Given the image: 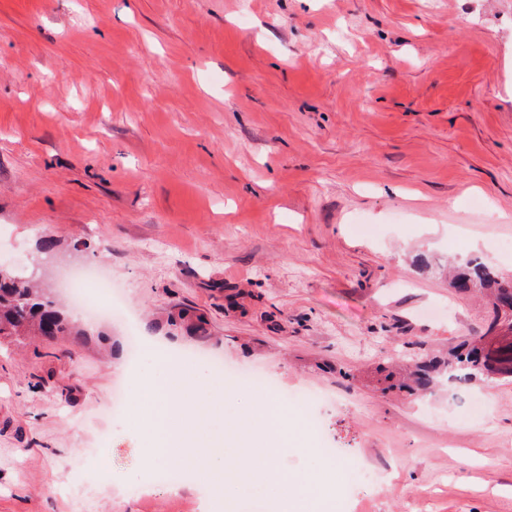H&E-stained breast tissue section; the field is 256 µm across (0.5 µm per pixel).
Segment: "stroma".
I'll return each instance as SVG.
<instances>
[{"instance_id": "stroma-1", "label": "stroma", "mask_w": 512, "mask_h": 512, "mask_svg": "<svg viewBox=\"0 0 512 512\" xmlns=\"http://www.w3.org/2000/svg\"><path fill=\"white\" fill-rule=\"evenodd\" d=\"M506 240L512 0H0V262L99 265L143 338L176 305L213 333L134 371L96 340L0 344V512H185L189 488L117 497L151 447L112 415L180 353L195 388L241 387L215 356L326 398L283 468L319 484L330 439L367 472L310 512H512V380L379 372L485 335L442 269L471 249L510 277ZM249 426L202 401L181 429L242 453Z\"/></svg>"}]
</instances>
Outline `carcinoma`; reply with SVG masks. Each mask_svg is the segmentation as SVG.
<instances>
[{
    "instance_id": "obj_1",
    "label": "carcinoma",
    "mask_w": 512,
    "mask_h": 512,
    "mask_svg": "<svg viewBox=\"0 0 512 512\" xmlns=\"http://www.w3.org/2000/svg\"><path fill=\"white\" fill-rule=\"evenodd\" d=\"M449 284L460 293L485 292L492 297L488 332L474 342H462L448 355H432L402 375V386L426 391L448 375L459 381L493 382L512 378V277L498 276L477 259L454 268ZM167 325L197 341L211 339L201 315L181 309L167 318ZM92 326L69 318L52 287L41 274L26 275L0 265V338L23 343H56L64 338L84 343Z\"/></svg>"
}]
</instances>
